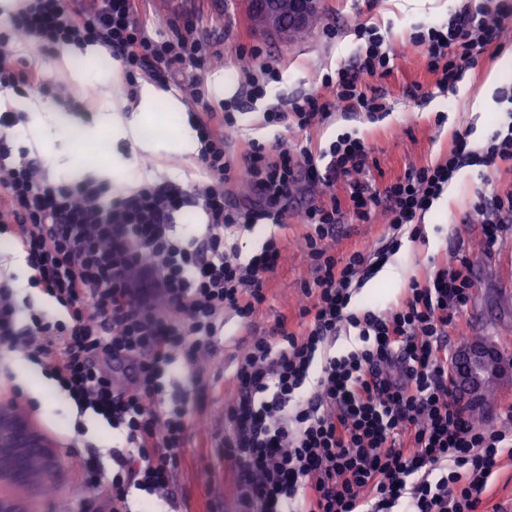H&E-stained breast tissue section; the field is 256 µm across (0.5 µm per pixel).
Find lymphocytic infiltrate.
I'll return each instance as SVG.
<instances>
[{"mask_svg":"<svg viewBox=\"0 0 512 512\" xmlns=\"http://www.w3.org/2000/svg\"><path fill=\"white\" fill-rule=\"evenodd\" d=\"M141 3L26 0L0 31V90H55L47 70L12 50V35L21 33L47 54L99 45L117 62L127 97L142 81L172 83L189 91L197 109L198 181L146 184L110 202L100 186L38 176L26 150L0 135V231L19 245L34 285L66 313L62 320L33 317L32 328L22 329L15 286L0 279V352L23 351L79 412L125 432L127 451L110 483L100 484L86 461L76 478L110 503H126L134 489L157 507L167 504L190 426L206 418L208 385L196 366L213 355L225 312L251 327L283 258L276 237L246 258L231 236L261 219L283 223L299 179L330 187L341 181L344 197L297 210L307 228L301 246L315 268L302 287L305 327L296 333L278 319L246 339L235 359L219 446L234 466L239 512H480L481 493L512 457V433L475 425L453 398L448 328L472 287L462 249L424 279H411L396 309L351 303L360 279L399 250L402 236L419 238L423 216L464 164L512 160V120L479 152L469 146V131L457 132L445 161L409 167L383 186L369 177L367 145L348 134L317 153L254 140L234 152L228 139L243 100L264 99L279 69L261 49L247 50L253 65L245 97L211 103L201 72L219 56L216 42L185 17L171 20L167 32H151ZM511 17L502 0H462L447 19L410 33L408 48L426 58L444 93L479 57L503 50L500 30ZM354 31L361 45L352 64L325 74L320 90L268 105L266 125L304 132L339 105L370 116L386 111L373 83L392 72L395 58L378 27L361 22ZM241 179L257 198L230 205L224 187ZM189 206L202 223L178 225ZM378 212L391 234L377 249L330 253L326 241L343 218L367 222ZM468 218L495 244L499 225L512 220V195L478 194ZM349 327L360 347L327 355ZM180 363L193 373L180 405L168 408L164 379Z\"/></svg>","mask_w":512,"mask_h":512,"instance_id":"obj_1","label":"lymphocytic infiltrate"}]
</instances>
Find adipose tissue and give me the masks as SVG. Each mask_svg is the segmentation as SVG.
I'll return each instance as SVG.
<instances>
[{"label": "adipose tissue", "instance_id": "obj_1", "mask_svg": "<svg viewBox=\"0 0 512 512\" xmlns=\"http://www.w3.org/2000/svg\"><path fill=\"white\" fill-rule=\"evenodd\" d=\"M129 109L134 110L135 115L128 120L125 119L124 114ZM27 110L33 116L29 134L36 148L62 174L72 179L82 178L87 172V165L80 154L93 144L95 132L85 129L77 131L75 138L79 152L69 155L68 159L64 160L54 147L59 138L60 119L56 117L49 120L43 119L40 115L41 107L34 100L28 103ZM182 112L183 106L175 95L145 82L140 87L137 104L130 105L126 101L115 99L103 105L100 109V127L136 140L146 151H188L194 148L195 142ZM152 122L163 127L165 131L163 138H142L140 134L142 127Z\"/></svg>", "mask_w": 512, "mask_h": 512}]
</instances>
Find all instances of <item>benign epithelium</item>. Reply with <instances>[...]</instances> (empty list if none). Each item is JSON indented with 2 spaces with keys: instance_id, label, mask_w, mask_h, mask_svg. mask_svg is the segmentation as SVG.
Here are the masks:
<instances>
[{
  "instance_id": "7a95c632",
  "label": "benign epithelium",
  "mask_w": 512,
  "mask_h": 512,
  "mask_svg": "<svg viewBox=\"0 0 512 512\" xmlns=\"http://www.w3.org/2000/svg\"><path fill=\"white\" fill-rule=\"evenodd\" d=\"M249 9L264 18L265 29L292 33L307 29L317 11V0H250ZM506 370L498 349L484 341L464 345L451 359L448 374L461 404L474 411L488 405L487 383ZM38 459L43 468L32 476L30 463ZM59 477L56 445L18 412L13 398L0 401V512H28L21 493L54 483Z\"/></svg>"
}]
</instances>
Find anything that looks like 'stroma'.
<instances>
[{
    "label": "stroma",
    "instance_id": "obj_1",
    "mask_svg": "<svg viewBox=\"0 0 512 512\" xmlns=\"http://www.w3.org/2000/svg\"><path fill=\"white\" fill-rule=\"evenodd\" d=\"M459 6L458 0H319L316 19L308 35L299 41L270 34L253 26L246 0H147L144 19L149 27L162 28L166 19L187 15L197 19L200 30L217 40L223 56L210 64L203 78L210 88L212 103L217 82H224L231 95H238L244 79L239 69L238 47H260L273 61L282 80L273 84L266 101L245 105L238 114L239 135L243 139L271 142L283 138L288 144L324 148L343 133L363 139L371 149L370 176L384 184L403 175L406 168L436 164L446 160L457 131L468 128L472 147L482 146L506 118V107L497 100L496 91L486 89L485 79L500 70V58L480 57L466 72L454 91L439 92L435 77L423 59L406 58L408 37L416 27L443 20ZM380 26L387 31L392 49L401 61L394 72L378 82L389 111L371 119L361 112L336 110L324 125L307 132L266 126L262 113L266 102L314 90L324 73L351 61L358 45L354 36L355 20ZM334 27L335 38L323 33ZM61 53L46 55L43 62L52 72L61 94L81 104L80 110L57 108L65 123L81 128L95 127L100 106L108 96L123 98L115 78V65L106 53L76 57L68 69H59ZM420 83L429 89L427 97L413 99L406 88ZM107 157L132 162L144 183L160 184L177 180L194 183L199 173L188 153L146 152L132 140L104 134ZM476 166L462 167L442 196L422 220L423 239H403L400 249L389 256L391 281H377L368 275L357 288L354 308L389 309L401 299L411 278L424 277L433 263L443 261L455 246H463L470 259L469 278L473 283L466 306L455 327L448 330V350L456 352L462 341L483 339L494 343L512 360V223L503 225L495 245H487L481 225L463 223L472 201L485 184L499 194L512 192V163L499 164L480 178ZM306 228L296 214H289L283 226L258 221L252 231L239 233L243 256L260 250L268 235L278 237L285 258L266 286V301L254 318L250 331L263 334L280 315L298 320L301 288L314 277L311 260L298 248ZM388 233L384 216L370 222L353 221L338 225L331 250L342 257L355 248L376 246ZM30 272L24 255L6 234L0 235V276L15 278L19 302L57 315V308L39 288L28 283ZM247 330L232 313L224 315V335L216 353L221 368H206L210 401L205 427L192 429L182 454L187 464L178 470L170 488L168 512H233L237 493L232 478V463L218 452L216 445L224 434V400L233 389L232 360L237 342ZM6 372L0 373V397H18L34 423L57 444H74V452H62L63 476L52 494L33 492L31 512H111L91 487L79 484L73 471L80 460L95 459L101 464L100 478L108 480L118 471L124 439L104 421L78 415L74 403L42 374L39 366L16 353L5 360Z\"/></svg>",
    "mask_w": 512,
    "mask_h": 512
}]
</instances>
